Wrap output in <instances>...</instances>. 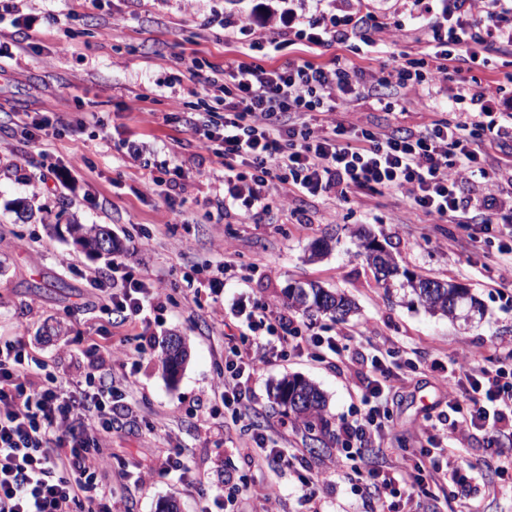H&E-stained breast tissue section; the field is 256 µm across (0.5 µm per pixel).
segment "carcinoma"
I'll return each mask as SVG.
<instances>
[{"label":"carcinoma","mask_w":512,"mask_h":512,"mask_svg":"<svg viewBox=\"0 0 512 512\" xmlns=\"http://www.w3.org/2000/svg\"><path fill=\"white\" fill-rule=\"evenodd\" d=\"M364 256L367 263L376 269L384 282H389L393 277L402 276L400 287L411 289L419 304L426 309L441 313L449 318H454L457 306L467 299L469 290L466 288L435 289V294L423 295V289L419 284L423 283V277H411L408 271L400 270L394 257H389L388 271L378 269L376 261L372 260L369 253V245H363ZM288 301L295 309L304 314L310 312L321 313L332 319L346 316L350 311V302L342 293L333 292L315 283L307 284V287L295 292L288 290ZM187 357V351H172L164 348L163 366L173 375L179 371ZM276 403L282 408V415L303 426L310 440L309 451L312 454H320L332 447L336 439V431L330 428V421L326 415V399L320 389L312 382L292 377L283 379L277 387Z\"/></svg>","instance_id":"1"}]
</instances>
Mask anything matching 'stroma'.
Returning <instances> with one entry per match:
<instances>
[{
  "mask_svg": "<svg viewBox=\"0 0 512 512\" xmlns=\"http://www.w3.org/2000/svg\"><path fill=\"white\" fill-rule=\"evenodd\" d=\"M377 21L402 23L407 38L379 53L329 47L378 72L401 52H417L431 21L414 18L412 0H373ZM317 21L313 0H25L0 14V336L20 339L47 370L80 380L92 351L143 346L133 385L112 412L106 451L117 460L107 479L130 512H202L217 493L241 484L274 486L277 512H382L367 490H354L333 461L337 448L310 454L302 432L273 402L286 376L315 382L333 423L358 403L370 370L350 355L319 363L276 360L251 382L247 417L225 413L212 395L226 342L251 339L247 317L264 303L288 305L296 283L315 282L353 303L341 321L304 315L313 332L351 336L363 354L392 350L418 364L391 380L398 393L394 430L362 449L363 464L398 471L402 458L425 443L418 426L446 407L445 371L461 353L473 365L512 363V295L499 284L503 256L489 244L471 256L467 231L411 213L398 192L360 195L340 203L324 196L284 199L283 186L249 179L227 182L221 158L195 140L187 119L203 96L187 73L192 62L224 65L237 58L241 27L263 38L288 29L289 15ZM392 113L364 101L350 118L363 127L430 123L428 104L405 94ZM158 183H151L149 175ZM265 212L245 220L253 196ZM112 231V257H94L60 235L66 224ZM376 241L400 269L469 288L482 313L472 322L428 312L409 291L378 282L358 251ZM235 261L232 278L217 275ZM122 262L162 290L160 311L116 323L101 308L89 272L111 273ZM185 336L190 356L169 381L161 341ZM268 446L303 458V467L258 466L253 434ZM477 436L463 442L464 459L448 481L445 459L422 512H512V469L500 471ZM179 453L188 481L137 474L157 458ZM313 478L314 488L304 485Z\"/></svg>",
  "mask_w": 512,
  "mask_h": 512,
  "instance_id": "stroma-1",
  "label": "stroma"
}]
</instances>
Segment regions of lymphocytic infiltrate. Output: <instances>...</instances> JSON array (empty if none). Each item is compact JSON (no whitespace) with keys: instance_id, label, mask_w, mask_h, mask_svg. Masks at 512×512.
<instances>
[{"instance_id":"f902f5d3","label":"lymphocytic infiltrate","mask_w":512,"mask_h":512,"mask_svg":"<svg viewBox=\"0 0 512 512\" xmlns=\"http://www.w3.org/2000/svg\"><path fill=\"white\" fill-rule=\"evenodd\" d=\"M323 24L289 26L293 39L318 50L362 43L369 51L396 44L399 29L367 26L364 19L337 11L325 0ZM277 36L243 46V57L223 70L200 74L208 97L192 114L190 127L202 143H219L224 169L250 170L259 185L281 172L289 193L334 195L349 201L366 192L403 194L415 212L465 225L472 250L512 223L502 201L512 202V180L498 182L484 167L488 144L512 138V72L481 82L474 69L489 52L512 50V0H445L441 18L427 30L417 55H401L373 79L343 56L324 64H259ZM454 84H447L448 76ZM418 98L446 96L447 118L420 127L366 129L350 122L356 102L372 98L396 108L397 92ZM224 120L216 122V107ZM90 280L106 290L105 307L122 322L137 320L149 307L152 285L125 272L117 287L104 276ZM252 345L227 348L224 371L213 392L225 410L240 415L241 403L260 367L277 359L304 356L317 362L342 355V336L308 334L303 324L274 305H264L251 320ZM373 373L361 388L360 404L342 419V448L352 450L389 434L392 372L385 360H370ZM83 396L66 380L45 373L44 364L17 339H0V512H112L105 477L112 458L103 453L97 431L112 429V400L129 380L86 372ZM448 415L427 425L423 457L445 451L473 431H512V367L482 368L451 378L444 393ZM353 480L372 487L379 498L414 501L427 480L421 464L408 479L377 470H353Z\"/></svg>"}]
</instances>
